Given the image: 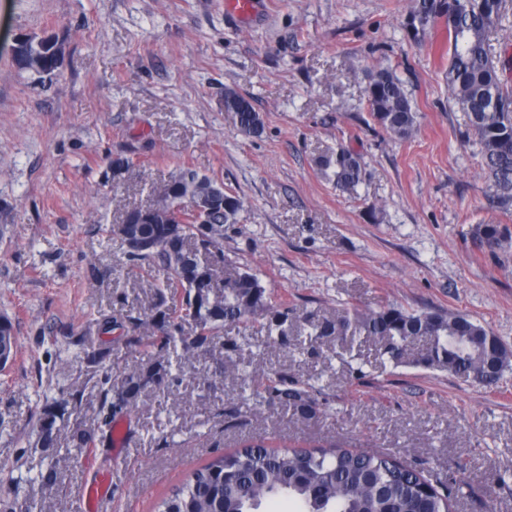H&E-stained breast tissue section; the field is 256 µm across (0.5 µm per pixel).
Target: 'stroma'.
Masks as SVG:
<instances>
[{"instance_id": "1", "label": "stroma", "mask_w": 512, "mask_h": 512, "mask_svg": "<svg viewBox=\"0 0 512 512\" xmlns=\"http://www.w3.org/2000/svg\"><path fill=\"white\" fill-rule=\"evenodd\" d=\"M242 20L224 0H0V312L17 323V353L0 370V479L39 504L48 461L34 447L45 399L83 394L69 420L93 422L100 368L77 341L102 340L100 313L147 306L162 270L141 276L107 233L121 211L149 204L180 168L223 180L242 200L224 253L297 311L388 304L462 312L512 348V248L477 249L478 224L512 226L479 146L448 101L443 23L422 43L403 27L412 0H257ZM66 43L61 68L17 69L22 36ZM392 68L416 105L406 140L371 124L366 70ZM251 98L260 136L238 133L224 90ZM352 145L365 167L336 191L316 156ZM223 344L166 393L147 391L120 415L121 439L59 454L50 512H83L81 492L112 477L110 512H152L193 469L267 436L278 444L341 442L423 465L465 485L455 512H512V369L492 388L445 371L381 363L372 344L329 339L307 350H255L267 372L319 376L327 413L311 421L276 409L229 426L238 381L222 373ZM209 377L212 389L200 381Z\"/></svg>"}]
</instances>
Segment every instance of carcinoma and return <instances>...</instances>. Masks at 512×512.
I'll use <instances>...</instances> for the list:
<instances>
[{"label":"carcinoma","instance_id":"obj_1","mask_svg":"<svg viewBox=\"0 0 512 512\" xmlns=\"http://www.w3.org/2000/svg\"><path fill=\"white\" fill-rule=\"evenodd\" d=\"M505 8L506 0H414L404 29L419 43L432 22L443 21L450 47V100L465 113L480 145L490 190L501 202L511 203L512 46L504 45L496 56L489 43ZM64 55V42L53 35L26 36L14 52L17 65L40 79L54 75ZM365 95L374 124L399 139L413 136L417 112L391 69L368 70ZM224 111L233 114L244 136L264 129L251 99L232 88L224 89ZM314 165L339 190H350L363 179L360 157L342 143L316 157ZM216 184L214 177L184 168L150 204L126 210L119 226L110 228L117 237L124 231L155 241V249L129 258L146 272L163 268L166 280L154 285L144 316L114 321L101 314L96 319L99 333L120 330L118 341L140 351L144 360L131 373L101 379L95 423L76 425L72 447L95 446L118 413L138 407L149 383L158 390L169 387L220 339L236 355L227 363L240 381L241 400L252 402L255 410L274 407L302 421L326 413L315 384L257 366L242 373L244 355L262 344L303 350L323 337L334 336L338 342L361 337L395 366L447 371L487 387L512 368V350L486 325L461 312H415L388 305L345 308L316 320L276 301L255 274L224 258V225L238 223L242 202L231 192L218 194ZM189 198L214 200L207 223L181 217V203ZM472 233L481 250L494 253L512 246V231L500 224H478ZM227 326L238 328L240 337L224 335ZM418 340L421 349L415 347ZM0 343H17L7 314L0 315ZM81 353L97 367H112L110 344L83 347ZM57 404L47 400L39 412L35 445L40 448L57 447ZM67 463L65 455L52 456L41 475L47 492L55 490L58 470ZM461 492L456 479L435 484L424 469L391 454L338 445L272 449L259 439L194 469L154 512H263L278 499L293 502L299 512H454Z\"/></svg>","mask_w":512,"mask_h":512}]
</instances>
